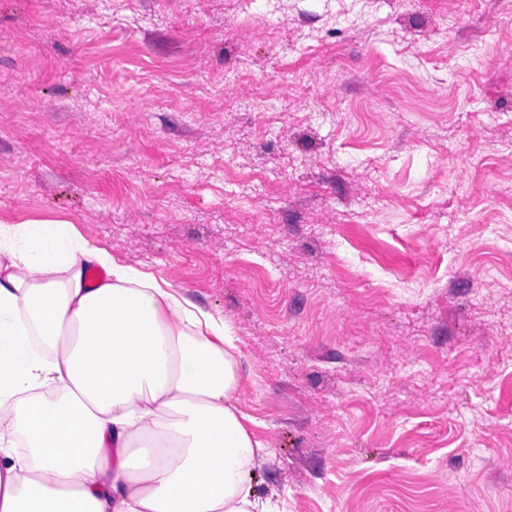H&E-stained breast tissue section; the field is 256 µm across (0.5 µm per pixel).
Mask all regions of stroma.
<instances>
[{
  "label": "stroma",
  "instance_id": "1",
  "mask_svg": "<svg viewBox=\"0 0 512 512\" xmlns=\"http://www.w3.org/2000/svg\"><path fill=\"white\" fill-rule=\"evenodd\" d=\"M506 11L0 0V221L224 316L282 512H512Z\"/></svg>",
  "mask_w": 512,
  "mask_h": 512
}]
</instances>
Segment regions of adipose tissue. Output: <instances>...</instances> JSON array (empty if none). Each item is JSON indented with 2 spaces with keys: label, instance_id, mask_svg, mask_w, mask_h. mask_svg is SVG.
<instances>
[{
  "label": "adipose tissue",
  "instance_id": "1",
  "mask_svg": "<svg viewBox=\"0 0 512 512\" xmlns=\"http://www.w3.org/2000/svg\"><path fill=\"white\" fill-rule=\"evenodd\" d=\"M223 318L64 220L0 221V512H272Z\"/></svg>",
  "mask_w": 512,
  "mask_h": 512
}]
</instances>
